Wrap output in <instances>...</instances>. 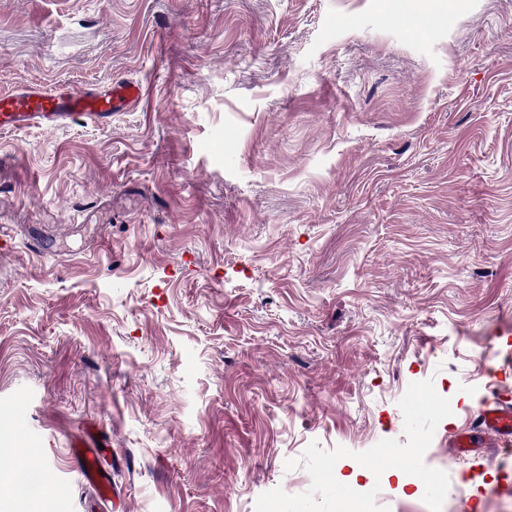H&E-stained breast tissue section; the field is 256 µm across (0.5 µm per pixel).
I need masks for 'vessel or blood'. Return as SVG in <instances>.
Returning <instances> with one entry per match:
<instances>
[{"label":"vessel or blood","mask_w":512,"mask_h":512,"mask_svg":"<svg viewBox=\"0 0 512 512\" xmlns=\"http://www.w3.org/2000/svg\"><path fill=\"white\" fill-rule=\"evenodd\" d=\"M146 90L135 81H113L95 88H61L50 91L31 84L8 94H0V129H21L33 124L52 128L78 119L102 123L114 112L143 102ZM490 437L497 447L512 446V404L500 397L486 398L479 412L478 437ZM76 471L86 483L103 485L98 442L87 435L76 444L73 455Z\"/></svg>","instance_id":"vessel-or-blood-1"}]
</instances>
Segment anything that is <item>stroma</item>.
<instances>
[{
    "mask_svg": "<svg viewBox=\"0 0 512 512\" xmlns=\"http://www.w3.org/2000/svg\"><path fill=\"white\" fill-rule=\"evenodd\" d=\"M0 0V449L53 512H512V0ZM448 414L411 427L415 397ZM102 441L101 498L72 444ZM398 453L355 477L389 443ZM411 468L399 486L389 469ZM353 476V475H352ZM146 90L135 81H111L87 89L61 88L53 92L31 84L0 94V129H21L33 124L52 128L78 118L103 123L117 112L143 102ZM479 433L482 437H492L498 448L512 446V407L508 400L498 395L487 397L479 412Z\"/></svg>",
    "mask_w": 512,
    "mask_h": 512,
    "instance_id": "35a3bbf8",
    "label": "stroma"
}]
</instances>
